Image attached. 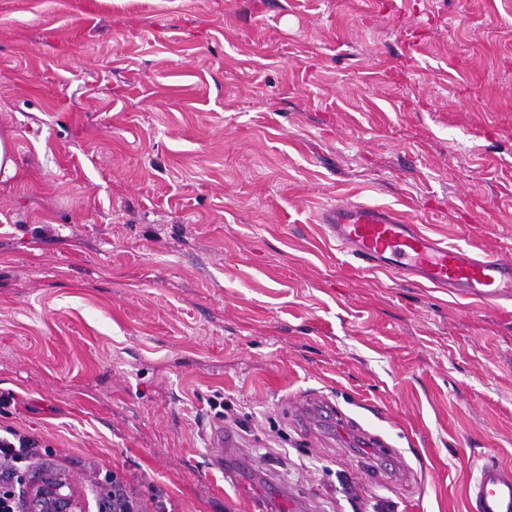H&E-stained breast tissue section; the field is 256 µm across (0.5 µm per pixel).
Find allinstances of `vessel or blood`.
Returning a JSON list of instances; mask_svg holds the SVG:
<instances>
[{
  "label": "vessel or blood",
  "mask_w": 512,
  "mask_h": 512,
  "mask_svg": "<svg viewBox=\"0 0 512 512\" xmlns=\"http://www.w3.org/2000/svg\"><path fill=\"white\" fill-rule=\"evenodd\" d=\"M330 238L362 268L398 278L415 275L433 288H445L490 303L512 299V263L479 256L444 242L391 208L366 203L337 202L317 217ZM232 432L217 435L212 466L227 480H236L243 464L235 452ZM469 512H512V466L488 459L479 465L468 490Z\"/></svg>",
  "instance_id": "obj_1"
}]
</instances>
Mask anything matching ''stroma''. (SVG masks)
<instances>
[{"label":"stroma","instance_id":"stroma-1","mask_svg":"<svg viewBox=\"0 0 512 512\" xmlns=\"http://www.w3.org/2000/svg\"><path fill=\"white\" fill-rule=\"evenodd\" d=\"M0 405L86 512H467L512 465V305L361 269L387 205L512 260V0H0ZM327 397L391 444L380 479ZM248 415L211 467L212 401ZM235 435L230 432L222 431L216 433V439L212 445L210 462L211 465L224 471V478L226 480L235 481L238 478L240 467L243 464V459L235 457L232 453H237L239 447ZM103 510L109 512H141L138 502L130 497L121 485L112 480V486L101 484Z\"/></svg>","mask_w":512,"mask_h":512}]
</instances>
